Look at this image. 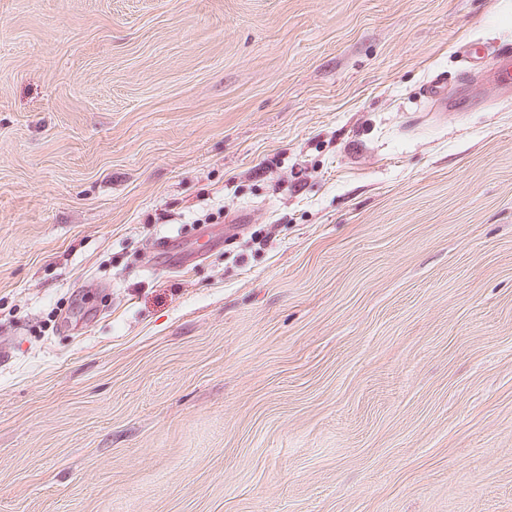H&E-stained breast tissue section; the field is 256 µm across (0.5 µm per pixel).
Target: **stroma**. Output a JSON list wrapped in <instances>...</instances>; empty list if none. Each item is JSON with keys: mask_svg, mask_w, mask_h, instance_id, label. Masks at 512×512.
<instances>
[{"mask_svg": "<svg viewBox=\"0 0 512 512\" xmlns=\"http://www.w3.org/2000/svg\"><path fill=\"white\" fill-rule=\"evenodd\" d=\"M505 50L512 0H0V512H512Z\"/></svg>", "mask_w": 512, "mask_h": 512, "instance_id": "1", "label": "stroma"}]
</instances>
